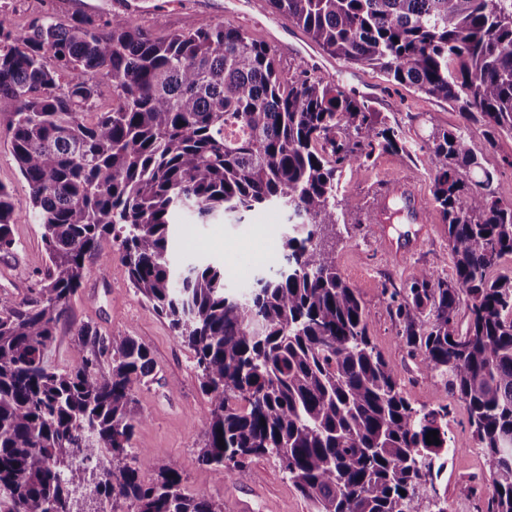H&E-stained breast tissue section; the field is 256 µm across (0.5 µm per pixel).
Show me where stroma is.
Listing matches in <instances>:
<instances>
[{
  "instance_id": "obj_1",
  "label": "stroma",
  "mask_w": 512,
  "mask_h": 512,
  "mask_svg": "<svg viewBox=\"0 0 512 512\" xmlns=\"http://www.w3.org/2000/svg\"><path fill=\"white\" fill-rule=\"evenodd\" d=\"M138 11H128L125 0H5L12 26L27 29L36 19L69 21L85 12L107 17L131 15L134 23L157 37L191 31L203 23L228 19L245 28L257 40H283L295 53H279L284 76L311 68L327 70L331 81L341 83L357 99L367 101L388 123L398 126L411 145L410 153L377 152L363 165L343 169L339 177L337 205L351 211L346 222L337 224L327 240L336 254L343 278L356 288L368 311L370 336L376 349L398 374L405 396L413 407L448 409V436L454 452L436 492L421 501V512H437L439 500H447L448 512H487L490 496L489 471L462 402L450 399L444 384L431 378L397 337L398 327L382 290L384 282L403 285L412 281L419 268L432 267L442 279L453 275V257L441 218H433L417 251L404 262H393L383 249V238L401 241L418 227L402 216L376 224L366 222L381 187L391 178L417 180L423 192H431L432 176L420 147L432 129H456L460 118L456 107L414 89L396 86L378 70L350 65L324 54L306 33L286 15L275 13L267 0H136ZM475 151L495 173L498 197L512 201V136L497 137L488 145L480 127H470ZM0 183L10 187L21 210L30 208V191L10 151L8 118L0 115ZM288 230L284 212L269 206L254 212L242 224H195L179 230L174 258L179 262L211 260L223 264L227 293H246L260 274H272L281 266L283 242ZM15 246L0 251V292L25 298L46 271L47 256L40 229L33 221L14 225ZM103 248L111 259L106 269L90 265L83 285L72 298L68 315L56 330L48 360L59 370L72 368L80 356L77 327L85 322L105 333H121L145 344L154 369L136 384L135 396L141 417L137 441L145 443L156 463L146 470L153 479L157 466L174 463L182 470L187 492L222 504L224 512H313L311 503L289 481L277 459L255 456L247 460L239 478L219 479L199 458L205 424L210 416L209 399L200 388L195 354L170 330L132 288L121 254L112 242ZM475 488L470 499L457 495L461 485Z\"/></svg>"
}]
</instances>
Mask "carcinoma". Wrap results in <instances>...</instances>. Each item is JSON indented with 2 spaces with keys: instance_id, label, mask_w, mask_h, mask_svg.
I'll use <instances>...</instances> for the list:
<instances>
[{
  "instance_id": "cac0c4a2",
  "label": "carcinoma",
  "mask_w": 512,
  "mask_h": 512,
  "mask_svg": "<svg viewBox=\"0 0 512 512\" xmlns=\"http://www.w3.org/2000/svg\"><path fill=\"white\" fill-rule=\"evenodd\" d=\"M268 2L327 55L459 109L461 126L422 146L453 278L423 267L383 289L401 341L466 407L487 512H512V274L491 276L512 257V202L466 133L481 124L491 146L512 133V0ZM105 82L116 103L99 112ZM0 114L49 261L31 297L0 294V512H73L90 470L96 496L132 512H223L187 494L174 464L142 478L145 345L84 323L77 365L48 363L88 265L108 264V239L135 293L195 353L211 404L199 459L219 478L268 455L314 512H420L448 460V407L417 410L403 395L322 238L346 216L336 173L405 149L380 113L334 82L284 78L274 50L227 19L161 39L124 15L17 30L0 10ZM268 206L287 213L283 264L247 295L225 292L216 262L173 266L177 226L240 224ZM25 217L0 184V251Z\"/></svg>"
}]
</instances>
